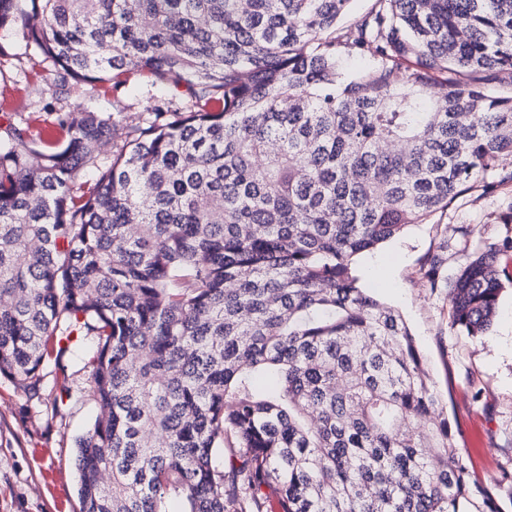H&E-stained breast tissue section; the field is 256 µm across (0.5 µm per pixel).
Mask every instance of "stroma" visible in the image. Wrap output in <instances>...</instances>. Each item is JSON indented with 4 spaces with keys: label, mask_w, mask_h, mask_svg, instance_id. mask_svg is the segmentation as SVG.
<instances>
[{
    "label": "stroma",
    "mask_w": 512,
    "mask_h": 512,
    "mask_svg": "<svg viewBox=\"0 0 512 512\" xmlns=\"http://www.w3.org/2000/svg\"><path fill=\"white\" fill-rule=\"evenodd\" d=\"M0 48V123L19 112L32 129L49 130L50 104L110 112L125 126L140 122L148 108L171 111L183 104L174 86L124 76L96 91L74 89L65 98L50 65L27 49L22 27L1 37ZM511 210L512 185L490 195L466 192L356 265L360 286L403 314L424 354L467 481L495 489L504 512H512V249L502 242L512 238V224L502 216ZM488 243L501 246L496 265L504 290L490 331L472 337L452 328L447 291L430 286L427 260L441 254L442 270L452 276ZM94 349V337H82L65 359L66 377L47 368L38 402L0 377V512H54L42 489L45 468L63 477L72 493L70 512H80L74 441L99 413L84 367ZM63 381L70 387L66 398L59 390ZM37 448L47 449L44 462L34 459Z\"/></svg>",
    "instance_id": "1"
}]
</instances>
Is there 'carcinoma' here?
Masks as SVG:
<instances>
[{
	"label": "carcinoma",
	"instance_id": "1",
	"mask_svg": "<svg viewBox=\"0 0 512 512\" xmlns=\"http://www.w3.org/2000/svg\"><path fill=\"white\" fill-rule=\"evenodd\" d=\"M351 2L0 0L61 86L187 97L122 134L50 104L54 141L0 127V376L37 399L96 336L82 512H502L353 260L512 184V0H375L344 27ZM498 251L429 261L470 336Z\"/></svg>",
	"mask_w": 512,
	"mask_h": 512
}]
</instances>
